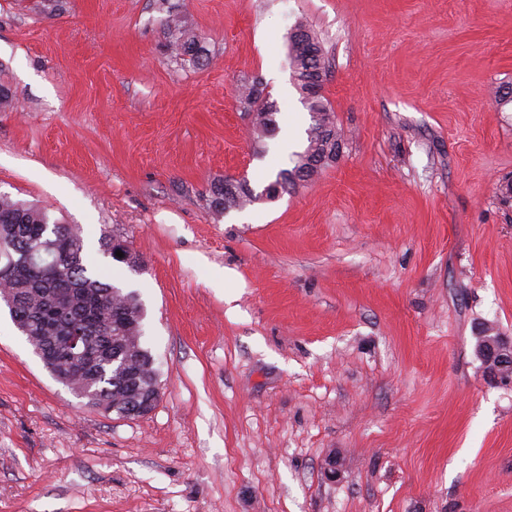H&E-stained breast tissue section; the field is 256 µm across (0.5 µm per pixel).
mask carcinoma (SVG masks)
Returning <instances> with one entry per match:
<instances>
[{
  "instance_id": "1",
  "label": "carcinoma",
  "mask_w": 512,
  "mask_h": 512,
  "mask_svg": "<svg viewBox=\"0 0 512 512\" xmlns=\"http://www.w3.org/2000/svg\"><path fill=\"white\" fill-rule=\"evenodd\" d=\"M169 31L168 49L172 53L198 58L199 40L192 30L172 18ZM294 32L298 39L289 47L293 75L309 114L316 113L319 119L312 121L307 145L296 153L294 168L280 172L273 181L284 190L299 181L314 180L329 166L341 140L329 102L311 92L307 83L314 71L326 72L324 49L307 27L297 26ZM239 101L249 104L254 112L258 136L270 133L274 110L262 90L254 83L246 84ZM209 194L221 200L210 205L219 215L231 208L242 209L257 199L248 185L230 178L211 183ZM34 246L41 247L42 253L24 258V253ZM100 251L130 270L142 265L140 256L117 236H102ZM118 251L123 256H116ZM0 274L14 290L16 323L32 345L70 332L85 337L89 360L71 359L60 343L56 344V357L59 369L72 375L76 382L88 385L84 398L90 405L110 403L122 416L128 404L142 403L140 393L148 382L140 374L141 367L154 363V359L144 347L140 348V358L128 359L124 348L142 337L143 304L137 293H125L94 273L76 228L52 223L45 210L0 194Z\"/></svg>"
}]
</instances>
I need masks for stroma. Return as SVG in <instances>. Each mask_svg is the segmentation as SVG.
I'll return each mask as SVG.
<instances>
[{
  "label": "stroma",
  "instance_id": "obj_1",
  "mask_svg": "<svg viewBox=\"0 0 512 512\" xmlns=\"http://www.w3.org/2000/svg\"><path fill=\"white\" fill-rule=\"evenodd\" d=\"M299 25L343 153L216 215L212 181L262 191L307 143ZM0 82V193L139 294L160 384L143 417L90 406L1 308L0 512H512V386L475 339L512 338V0H0ZM169 31H170V40L168 49L171 50L175 56H191V58H195L198 63L199 62V40L197 35L191 30L188 29L179 19L172 18L169 20ZM238 98L239 102L248 103L251 112H254V127L258 138L270 133L274 124V110L262 90L255 83L245 84ZM100 251L105 257L110 258L112 263L125 265L131 271H134L135 265L143 267L140 256L133 252L126 240L120 237L103 234L100 238ZM117 251H122L124 257L116 256Z\"/></svg>",
  "mask_w": 512,
  "mask_h": 512
}]
</instances>
